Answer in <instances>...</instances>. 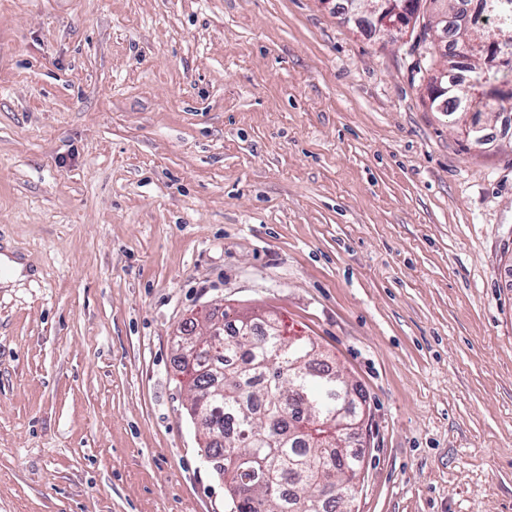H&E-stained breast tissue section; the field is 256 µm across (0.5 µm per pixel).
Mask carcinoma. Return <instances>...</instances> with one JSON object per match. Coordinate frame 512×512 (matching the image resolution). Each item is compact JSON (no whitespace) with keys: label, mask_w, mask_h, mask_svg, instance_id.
<instances>
[{"label":"carcinoma","mask_w":512,"mask_h":512,"mask_svg":"<svg viewBox=\"0 0 512 512\" xmlns=\"http://www.w3.org/2000/svg\"><path fill=\"white\" fill-rule=\"evenodd\" d=\"M470 40L512 44V0L494 14H468ZM467 87L448 84V100L431 107L450 115L512 111V93L485 101V87L512 78V58L483 60ZM224 318V336L202 342L192 362H180L197 400L189 415L200 421L205 448L224 471L228 512H349L360 477L358 455L339 446L336 413L347 401L346 381L319 361L310 338L288 339L266 320ZM258 459L262 483L243 481L242 460Z\"/></svg>","instance_id":"obj_1"}]
</instances>
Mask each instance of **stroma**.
Instances as JSON below:
<instances>
[{
    "instance_id": "obj_1",
    "label": "stroma",
    "mask_w": 512,
    "mask_h": 512,
    "mask_svg": "<svg viewBox=\"0 0 512 512\" xmlns=\"http://www.w3.org/2000/svg\"><path fill=\"white\" fill-rule=\"evenodd\" d=\"M331 0H0V512H225L176 337L358 385L354 512H512V112ZM510 59L501 63V65H493L487 59L483 58V62L471 68L474 73L471 81L466 88H460V84L448 82V72L439 71L433 78L432 95L437 98L431 101V107L436 112H448V115L462 112H500L506 109L512 111V88L509 95L497 97L501 100L498 103H490L484 100L487 93L486 86H491L494 81L500 78L508 82L511 77L512 83V55L508 54ZM482 65H485L483 67ZM448 94V100L442 105V97ZM438 107V109H437Z\"/></svg>"
}]
</instances>
